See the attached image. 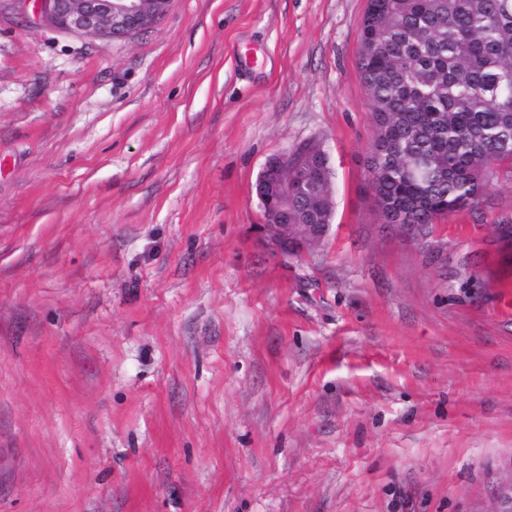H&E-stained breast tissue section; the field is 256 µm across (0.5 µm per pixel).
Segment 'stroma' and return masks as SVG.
<instances>
[{"instance_id":"obj_1","label":"stroma","mask_w":512,"mask_h":512,"mask_svg":"<svg viewBox=\"0 0 512 512\" xmlns=\"http://www.w3.org/2000/svg\"><path fill=\"white\" fill-rule=\"evenodd\" d=\"M367 0H172L87 39L0 0V512H491L512 174L425 240L367 191ZM319 140L330 236L253 185Z\"/></svg>"}]
</instances>
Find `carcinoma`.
Wrapping results in <instances>:
<instances>
[{"mask_svg": "<svg viewBox=\"0 0 512 512\" xmlns=\"http://www.w3.org/2000/svg\"><path fill=\"white\" fill-rule=\"evenodd\" d=\"M358 68L373 113L369 190L384 217L408 213L415 236L478 205L488 174L512 168V0H367ZM419 157L420 177L407 176ZM293 224H330L335 173L323 148L296 152Z\"/></svg>", "mask_w": 512, "mask_h": 512, "instance_id": "carcinoma-1", "label": "carcinoma"}]
</instances>
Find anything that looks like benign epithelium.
Here are the masks:
<instances>
[{
	"instance_id": "benign-epithelium-1",
	"label": "benign epithelium",
	"mask_w": 512,
	"mask_h": 512,
	"mask_svg": "<svg viewBox=\"0 0 512 512\" xmlns=\"http://www.w3.org/2000/svg\"><path fill=\"white\" fill-rule=\"evenodd\" d=\"M39 22L90 39L127 38L155 26L168 12L171 0H35ZM290 153L266 161L254 185L260 205L278 200L288 213ZM264 232L285 254H297L319 245L330 224H264Z\"/></svg>"
}]
</instances>
